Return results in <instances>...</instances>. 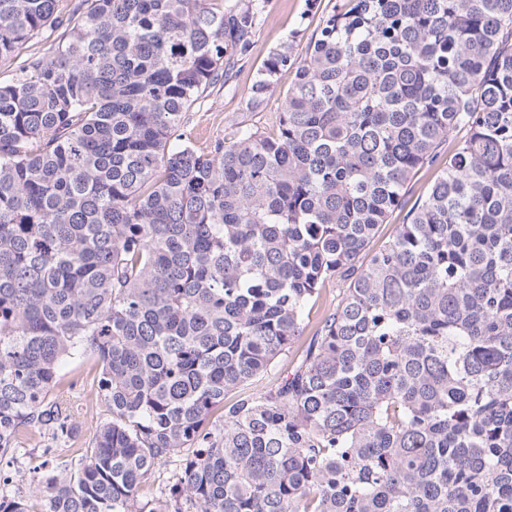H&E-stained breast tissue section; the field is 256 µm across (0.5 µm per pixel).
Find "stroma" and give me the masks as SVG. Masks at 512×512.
<instances>
[{"mask_svg":"<svg viewBox=\"0 0 512 512\" xmlns=\"http://www.w3.org/2000/svg\"><path fill=\"white\" fill-rule=\"evenodd\" d=\"M336 0H268L259 19L255 43L250 55L235 68L230 80L207 91L203 100L185 114L186 128L197 149L209 148L215 139L230 136L239 127L257 128L267 133L276 132L281 104L291 83V73H283L278 84L267 95L262 110L247 111L245 102L258 72L269 53L285 41H292L296 58H304L312 38L320 30L324 13L330 11ZM439 167L425 166L412 176L406 207L396 209L388 224L383 225L378 243H385L397 225L406 223L407 207L425 196L438 176ZM56 465L53 456L39 448H20L14 455L12 481L0 489L8 497L32 499V474H45Z\"/></svg>","mask_w":512,"mask_h":512,"instance_id":"1","label":"stroma"}]
</instances>
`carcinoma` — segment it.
Segmentation results:
<instances>
[{
  "label": "carcinoma",
  "instance_id": "obj_1",
  "mask_svg": "<svg viewBox=\"0 0 512 512\" xmlns=\"http://www.w3.org/2000/svg\"><path fill=\"white\" fill-rule=\"evenodd\" d=\"M265 2L0 0V481L87 357L112 420L40 512H512V0H336L277 131L200 151ZM441 169L442 167L438 166H425L416 170L408 185L406 205L393 212L389 220V224H383L379 236L374 242V247H378L388 241L393 235L398 224L406 223L409 210L417 200L425 196L427 190L438 176ZM323 296L321 301L313 308V310L310 313V325L307 328L304 337L309 340L310 336L313 333L312 327L328 312L329 309H331L335 303L336 295L339 292V288H344L343 283L339 281H330L325 284L323 287Z\"/></svg>",
  "mask_w": 512,
  "mask_h": 512
}]
</instances>
